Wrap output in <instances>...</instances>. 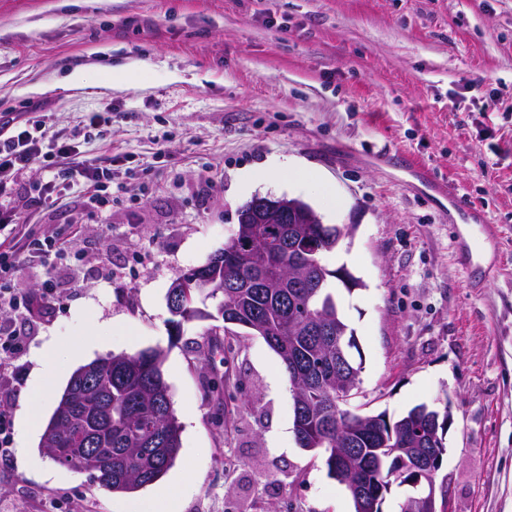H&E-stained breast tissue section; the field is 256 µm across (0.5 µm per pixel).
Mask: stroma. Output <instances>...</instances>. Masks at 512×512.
Masks as SVG:
<instances>
[{"label": "stroma", "mask_w": 512, "mask_h": 512, "mask_svg": "<svg viewBox=\"0 0 512 512\" xmlns=\"http://www.w3.org/2000/svg\"><path fill=\"white\" fill-rule=\"evenodd\" d=\"M33 104L45 138L109 167V203L73 180L48 187L38 165L14 179L16 238L61 249L9 285L26 340L0 369V512H129L171 486L178 512H354L299 447L265 340L240 332L227 368L214 301L208 318L168 324L173 281L264 196L355 227L322 259L359 281L336 289L362 357L354 406L395 420L448 398L438 512H512V0H0V111ZM400 152L427 181L394 164ZM292 168L308 180L278 179ZM462 228L490 269L476 286ZM47 279L54 296L37 299ZM146 349L164 354L181 448L157 482L114 493L44 454L24 409L41 374L48 419L79 367ZM226 371L218 428L205 384Z\"/></svg>", "instance_id": "35a3bbf8"}]
</instances>
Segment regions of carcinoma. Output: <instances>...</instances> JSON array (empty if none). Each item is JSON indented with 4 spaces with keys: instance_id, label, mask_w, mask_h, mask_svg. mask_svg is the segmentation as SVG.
<instances>
[{
    "instance_id": "cac0c4a2",
    "label": "carcinoma",
    "mask_w": 512,
    "mask_h": 512,
    "mask_svg": "<svg viewBox=\"0 0 512 512\" xmlns=\"http://www.w3.org/2000/svg\"><path fill=\"white\" fill-rule=\"evenodd\" d=\"M328 224L304 229L309 242L288 251V225H262L264 242L276 248L283 265L306 262L320 265L321 275L302 288H221L204 296L193 290L183 298L179 319L170 320L180 332L183 322L202 315L197 301H216L224 321L260 335L277 354L288 379H301L306 391L294 397L298 444L321 455L328 474L336 468L354 473L365 494L347 486L354 509L376 500L381 507L388 485H412L418 478L413 458L423 444V423H406L413 411L396 421L386 414L361 415L336 407V387L343 377L336 360V332L346 322L328 288L336 271L322 264V256L336 249ZM224 281L258 279L243 266L234 245L224 243L198 269ZM93 385L72 375L50 419L44 452L56 463L90 473L95 483L114 492L131 493L157 481L173 464L180 448V425L162 373V352L109 354L89 363Z\"/></svg>"
}]
</instances>
